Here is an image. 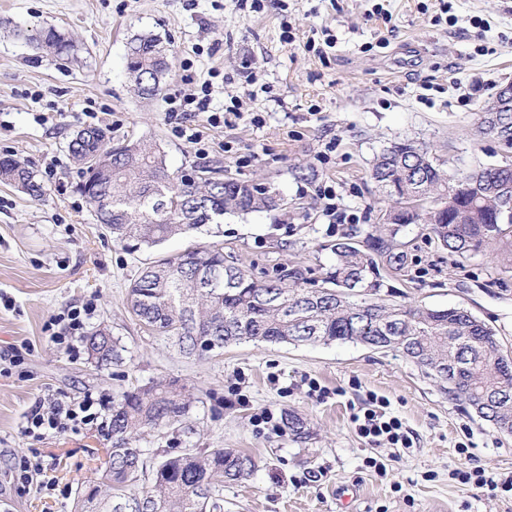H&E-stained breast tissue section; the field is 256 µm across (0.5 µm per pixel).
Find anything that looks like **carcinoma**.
<instances>
[{"label": "carcinoma", "mask_w": 512, "mask_h": 512, "mask_svg": "<svg viewBox=\"0 0 512 512\" xmlns=\"http://www.w3.org/2000/svg\"><path fill=\"white\" fill-rule=\"evenodd\" d=\"M50 55L74 54L72 38L54 28L36 38ZM167 48L153 34L128 43L127 68L138 95L149 99L162 92L150 80L151 69L166 58ZM111 131L91 127L68 143L75 163L105 156L96 169L82 167L79 191L95 210L98 223L133 251L150 249L207 224L224 223L227 213L272 211L277 202L262 183L224 177L218 171L195 178L168 170L160 145L142 141L139 151H109ZM390 206L381 228L361 249L346 236L332 246L336 264L321 288L305 287L297 269L258 281L234 262H226L224 246L214 242L142 269L128 291L127 304L145 326L170 337L180 354L200 357L242 342L293 345L349 341L376 350L403 354L430 377L448 400L499 430L512 434V361L498 348L494 331L464 308H431L391 304L380 297L385 281L380 268L398 270L403 254L382 228L425 224L440 245L464 256L512 238V163L483 166L456 184L445 161L415 141L394 142L376 156L369 173ZM0 183L32 198L45 190L19 160L0 158ZM440 205L423 214L411 207L421 197ZM168 211L159 212V201ZM208 269L224 273L223 287L203 279ZM89 356L98 363L122 360L111 332L100 327L86 336ZM190 404L175 379L151 381L122 394L112 403L107 449V491L99 495L98 512H218L212 499L224 484L251 475L258 467L251 456L230 448H205L172 455L158 450L147 456L137 436L182 421Z\"/></svg>", "instance_id": "1"}]
</instances>
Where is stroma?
I'll list each match as a JSON object with an SVG mask.
<instances>
[{
    "mask_svg": "<svg viewBox=\"0 0 512 512\" xmlns=\"http://www.w3.org/2000/svg\"><path fill=\"white\" fill-rule=\"evenodd\" d=\"M440 2L387 0L384 20L373 15L374 0H266L259 12L237 0H0V157L23 162L45 189L36 200L0 184V293L13 303L0 306V354L34 348L22 375L0 376V512H75L78 495L103 481L111 442L106 425L94 424L37 444L56 469L53 495L18 493L13 457L35 445L21 425L36 399L89 397L108 408L160 379L184 385L190 410L142 434L139 447L175 455L234 448L258 463L251 476L225 484L223 512H512V499L453 476L465 466L512 475V435L456 407L400 353L340 341H250L186 358L127 305L146 263L213 241L255 279L288 266L323 280L336 240L348 234L361 245L373 232L382 201L369 171L393 142L426 143L453 172L512 161L477 133L482 108L512 80V0H448V25L435 21ZM285 23L295 36L289 44ZM49 27L73 37V58L37 49L35 34ZM144 33L169 49L164 92L151 99L137 95L127 71L128 43ZM328 33L336 37L330 49ZM188 75L212 81V108L237 100L240 118L210 128L206 113L170 112L167 96L189 92ZM98 126L116 140L160 144L177 174L219 166L265 180L283 205L129 251L77 190L68 142ZM199 127L201 149L181 135ZM327 187L336 196L333 218L321 197ZM394 242L407 261L388 276L393 301L466 308L512 355L511 248L459 256L422 224L401 227ZM87 302L95 306L87 330L108 327L123 362L100 366L49 341L50 316ZM372 394L410 431L411 447L359 435L352 417ZM265 410L279 431L257 426ZM290 413L303 419L307 437L284 427ZM463 444L469 457L458 453ZM371 457L379 468L368 466Z\"/></svg>",
    "mask_w": 512,
    "mask_h": 512,
    "instance_id": "obj_1",
    "label": "stroma"
}]
</instances>
